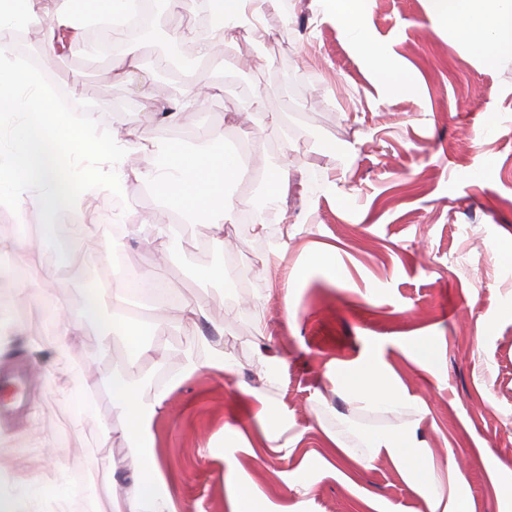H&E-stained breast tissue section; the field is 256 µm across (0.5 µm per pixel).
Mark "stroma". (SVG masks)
<instances>
[{
	"label": "stroma",
	"instance_id": "35a3bbf8",
	"mask_svg": "<svg viewBox=\"0 0 512 512\" xmlns=\"http://www.w3.org/2000/svg\"><path fill=\"white\" fill-rule=\"evenodd\" d=\"M368 23L391 47L394 69L415 78L388 105L379 101L367 56L312 0H269L263 36L242 30L225 41L223 66L210 69L215 88L185 126L160 119L177 100L175 81L150 71L168 44L163 29L134 40L150 73L145 80L103 81L107 61L78 62L59 52L48 63L64 86L81 77L108 101L129 145L146 138L183 145L191 131L217 155L225 139L244 138L256 160L288 161L282 206L291 237L281 261L261 263L276 227L259 236L242 222L225 225L224 253L216 255L205 212L186 248L167 263L175 301L153 335L167 348L170 373L179 371L187 350L203 358L229 352L238 365L232 377L203 370L184 378L155 424L160 473L186 512H233L242 480L262 493L269 512H427L389 458L365 468L340 451L364 433L414 418L410 407L352 406L329 381L332 365L364 354L380 355L391 383L425 406V459L468 486L467 512L512 506V62L487 68L460 54L447 31L429 23L425 0H373ZM257 90L264 100L258 111L251 107ZM275 113L284 114L283 124L272 122ZM286 138L292 148L285 155ZM327 142L335 143V157L323 155ZM316 173L335 190L316 191ZM111 209L127 224L180 212L146 196L130 172L123 199L108 191L87 199L91 221ZM55 252L46 247L44 259L58 267L60 298L80 311L98 285L95 268L107 259L85 248L78 262H59ZM314 254L328 265H308ZM220 259L238 265L237 287L202 278ZM301 265L303 280L289 286V271ZM184 299L200 303L212 327L236 312L232 329L200 343L178 318L176 304ZM26 305L25 335L0 358V369L39 362L68 385L80 368L92 407L77 418L73 404L32 376L24 383L26 410L0 425V434L36 430L52 442L53 454L47 459L22 446L20 465L33 474L54 470L61 487L80 488L97 512H107L111 495L132 490L114 484V474L131 473L139 461L128 420L112 405V373L129 350L120 341L101 349L96 326L87 325L63 356L31 353L27 338L43 336L40 303L30 298ZM290 305L296 318L287 316ZM425 339L435 350L430 372L409 356ZM265 348L283 359L272 383L254 367ZM245 386L287 416L290 455L271 453L255 430L250 450L223 456L225 423L247 421L250 413ZM486 449L495 467L484 465ZM300 473L309 481L303 495L292 488Z\"/></svg>",
	"mask_w": 512,
	"mask_h": 512
}]
</instances>
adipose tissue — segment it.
I'll list each match as a JSON object with an SVG mask.
<instances>
[{
    "instance_id": "ef3b65f1",
    "label": "adipose tissue",
    "mask_w": 512,
    "mask_h": 512,
    "mask_svg": "<svg viewBox=\"0 0 512 512\" xmlns=\"http://www.w3.org/2000/svg\"><path fill=\"white\" fill-rule=\"evenodd\" d=\"M321 12L334 20L351 38L354 50L365 53L379 75L381 103H390L407 90L410 81L391 74V50L375 41L363 27L370 0H315ZM267 0H207L210 21L219 37L197 40L196 52L204 60L222 57L225 39L241 30L257 31L262 25ZM427 16L432 26L443 27L452 35L460 53L477 57L492 68L501 57L512 53V0H426ZM0 112L21 115L9 136L7 154L0 155V199L7 201L18 215L27 210L43 212L46 222L39 243L22 238L0 240V251L15 255L16 265L28 271L26 280L34 295L51 298L52 291L40 264L42 246L80 240L99 246L103 254L116 252L117 240L103 241L97 225L83 220L85 198L69 194L70 182L64 169L65 157L86 154L103 161H115L132 169L134 175L158 196L185 210L204 209L216 217L208 232L215 247L224 245V227L236 223L240 211L249 201L231 196L229 185L242 181L248 174L235 154L214 156L207 151L187 152L178 145L166 144L160 151L167 161L163 165L139 168L136 150L117 131L104 127L100 113L87 114L83 122L72 120L62 111L55 98L40 84V76L8 52H0ZM129 296L122 283L91 291L89 304L73 320L65 306H57L51 348L65 354L80 338L82 322L96 324L102 338L118 336L131 349V363L151 354L143 336L132 331L123 311ZM343 390L359 407H405L408 395L392 389L386 363L377 357H358L336 371ZM169 389L155 387L151 397L137 394L129 383L125 369L112 375V401L124 411L129 430L141 448L140 471L131 473L137 484L135 495L113 497L112 512H184V506L158 480L159 461L155 454L153 426L165 408ZM254 422L260 428L267 448L273 453L289 455L292 438L288 420L273 413L266 397L255 394ZM422 421L414 419L402 428L375 431L367 435L357 461L367 466L380 456H388L408 478L424 499L428 512H462L469 497L466 485L443 486L430 468L422 465L423 441L419 435ZM13 449L0 448V474L12 473ZM15 485L36 486L38 498H22L0 490V512H44L46 504L65 512L69 494L57 493L58 478L53 470L40 474L12 473Z\"/></svg>"
}]
</instances>
